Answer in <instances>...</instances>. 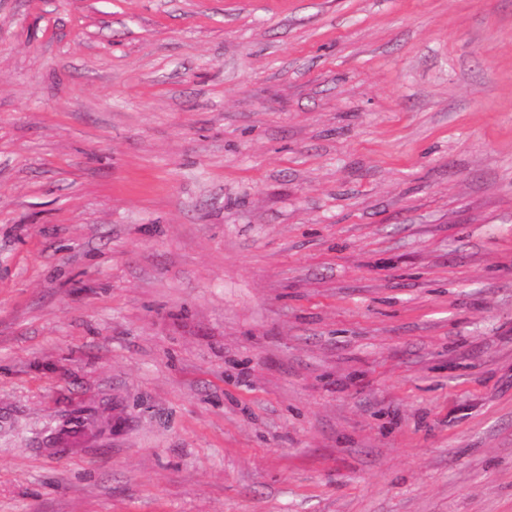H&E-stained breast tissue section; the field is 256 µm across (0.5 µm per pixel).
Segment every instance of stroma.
Here are the masks:
<instances>
[{
    "mask_svg": "<svg viewBox=\"0 0 512 512\" xmlns=\"http://www.w3.org/2000/svg\"><path fill=\"white\" fill-rule=\"evenodd\" d=\"M0 512H512V0H0Z\"/></svg>",
    "mask_w": 512,
    "mask_h": 512,
    "instance_id": "35a3bbf8",
    "label": "stroma"
}]
</instances>
